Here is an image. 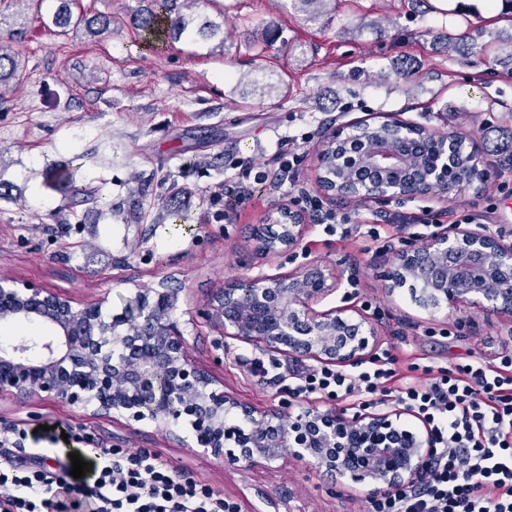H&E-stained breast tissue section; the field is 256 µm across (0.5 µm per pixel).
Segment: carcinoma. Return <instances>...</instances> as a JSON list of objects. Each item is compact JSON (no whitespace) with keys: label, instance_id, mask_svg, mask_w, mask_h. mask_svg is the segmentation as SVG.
Instances as JSON below:
<instances>
[{"label":"carcinoma","instance_id":"carcinoma-1","mask_svg":"<svg viewBox=\"0 0 512 512\" xmlns=\"http://www.w3.org/2000/svg\"><path fill=\"white\" fill-rule=\"evenodd\" d=\"M59 6L53 15V24L65 28L72 22V0H58ZM294 6L305 13L309 20L319 17L330 0H293ZM197 0H147V5L133 17V25L139 31L143 48L152 50L159 42H176L184 37L192 40H210L224 35V25L205 19L197 21L198 14L191 12ZM448 49L465 52L475 48V40L470 31L463 30L448 36ZM19 69L15 56L0 52V86L15 79ZM339 175L353 183L370 181L380 183L395 181L403 177L401 173H385L372 170L349 168L339 171ZM47 182L70 195L86 196L88 189L78 183L77 168L64 165L46 172Z\"/></svg>","mask_w":512,"mask_h":512}]
</instances>
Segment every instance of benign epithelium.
Wrapping results in <instances>:
<instances>
[{"label":"benign epithelium","mask_w":512,"mask_h":512,"mask_svg":"<svg viewBox=\"0 0 512 512\" xmlns=\"http://www.w3.org/2000/svg\"><path fill=\"white\" fill-rule=\"evenodd\" d=\"M381 127L424 147L429 161L424 182L409 178L378 186L352 185L320 176L324 190L361 204L429 196L436 190L448 198L477 185L467 173L448 181L459 140L417 123L390 117L351 126L366 131ZM344 165L365 163L407 171L412 155L390 140L361 139L346 146ZM309 228L306 213L291 204L276 207L255 225L252 241L267 255L296 251ZM341 264L314 259L288 273L237 277L224 283L213 310L224 325V337L250 343L288 360L309 359L325 365L355 362L374 347L377 331L361 312L322 303L340 288ZM412 282L419 303L448 302L454 310L479 307L512 318V243L476 228L450 224L426 239L397 250L386 275L392 294ZM177 292L141 288L134 305L111 318L102 303L76 302L24 280L0 282V323L25 320L50 326L54 339L30 350L21 341L0 343V397H53L94 413L148 422L168 431L188 419L194 438L185 448H198L228 465L270 467L285 451L351 482L404 489L426 472L433 456L427 434L400 428L409 414L396 404L343 410L312 404L286 424L239 403L220 382L200 369L173 318Z\"/></svg>","instance_id":"benign-epithelium-1"}]
</instances>
